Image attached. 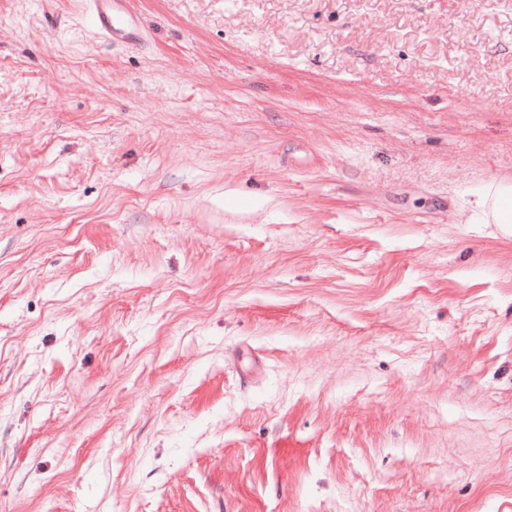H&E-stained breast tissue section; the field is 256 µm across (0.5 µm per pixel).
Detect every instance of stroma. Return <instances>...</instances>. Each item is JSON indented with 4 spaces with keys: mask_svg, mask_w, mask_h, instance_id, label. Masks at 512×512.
Returning a JSON list of instances; mask_svg holds the SVG:
<instances>
[{
    "mask_svg": "<svg viewBox=\"0 0 512 512\" xmlns=\"http://www.w3.org/2000/svg\"><path fill=\"white\" fill-rule=\"evenodd\" d=\"M0 0V512H512L506 0ZM87 17L95 32L105 41L118 39L128 43L137 42L138 34L130 21L114 8L117 0H86ZM472 209L481 224L493 221L495 224L512 223V188L505 185H488L474 192Z\"/></svg>",
    "mask_w": 512,
    "mask_h": 512,
    "instance_id": "obj_1",
    "label": "stroma"
}]
</instances>
